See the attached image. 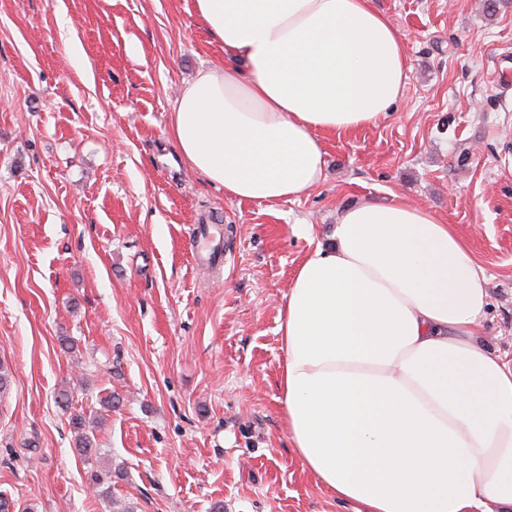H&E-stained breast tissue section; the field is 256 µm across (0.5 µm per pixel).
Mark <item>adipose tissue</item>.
Listing matches in <instances>:
<instances>
[{
	"label": "adipose tissue",
	"instance_id": "1",
	"mask_svg": "<svg viewBox=\"0 0 512 512\" xmlns=\"http://www.w3.org/2000/svg\"><path fill=\"white\" fill-rule=\"evenodd\" d=\"M224 61L177 93L169 132L225 197L324 179L327 137L403 94L406 45L373 0H195ZM487 278L434 210L339 217L280 315L283 420L301 465L356 512H512V367L476 334Z\"/></svg>",
	"mask_w": 512,
	"mask_h": 512
}]
</instances>
